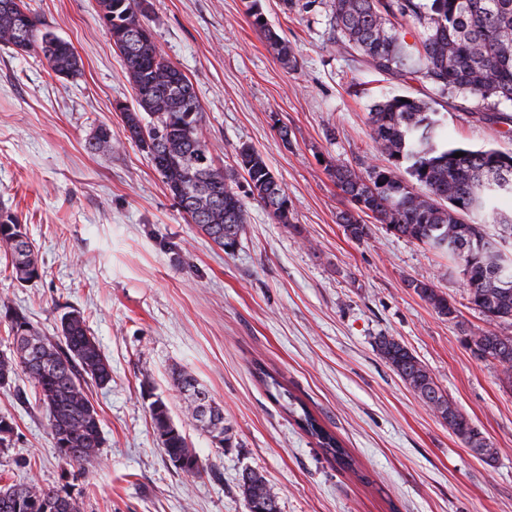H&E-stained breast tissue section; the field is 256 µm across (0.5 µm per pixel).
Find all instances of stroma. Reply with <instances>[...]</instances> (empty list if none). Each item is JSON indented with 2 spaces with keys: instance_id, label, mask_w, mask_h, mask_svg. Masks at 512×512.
<instances>
[{
  "instance_id": "1",
  "label": "stroma",
  "mask_w": 512,
  "mask_h": 512,
  "mask_svg": "<svg viewBox=\"0 0 512 512\" xmlns=\"http://www.w3.org/2000/svg\"><path fill=\"white\" fill-rule=\"evenodd\" d=\"M46 28L80 57L57 79L38 58L0 47V206L16 214L43 263L18 284L0 256V296L46 334L78 309L112 366L89 386L104 445L95 467H64L47 414L25 375L0 388L15 433L0 452V482L66 486L81 512H249L243 473L264 476L279 512H512V389L463 339L488 330L446 256L369 221L360 240L338 214L349 206L333 166L386 165L369 137L383 96L428 95L426 84L374 74L340 56L326 8L284 10L261 0L297 63H280L247 15L249 0H145L161 54L194 86L202 136L224 167L253 145L292 202L289 223L249 203V222L225 253L172 200L149 156L127 139L116 102L134 91L99 19L97 0H30ZM448 138L512 152L505 124L475 98L436 107ZM109 125L121 147L91 152ZM287 135H280V128ZM448 294L457 319L438 315L408 280ZM405 344L498 450L475 457L388 367L379 337ZM191 371L224 408L234 445L196 430L172 386ZM266 369L342 442L343 465L267 392ZM168 404L200 456L189 476L165 455L143 380Z\"/></svg>"
}]
</instances>
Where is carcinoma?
<instances>
[{"label": "carcinoma", "instance_id": "carcinoma-1", "mask_svg": "<svg viewBox=\"0 0 512 512\" xmlns=\"http://www.w3.org/2000/svg\"><path fill=\"white\" fill-rule=\"evenodd\" d=\"M99 18L119 53L135 92V104L121 113L134 141L150 157L175 203L215 244L232 252L248 224L246 202L232 187L237 171L247 175L248 196L280 224L290 223L291 201L264 157L243 143L236 149V167L217 162L202 138L204 112L193 84L159 51L150 28L141 19L137 0H98ZM332 44L342 55H357L377 74L401 80H422L439 98L469 94L481 102L490 121L512 123V0H323ZM251 23L286 67L295 65L293 49L264 20L258 0L248 8ZM417 26L413 43L404 26ZM0 45L18 54L43 55L49 70L68 80L81 74L82 62L69 43L49 31L27 0H0ZM370 139L390 162L387 167L356 170L336 165L331 177L352 208L339 213L345 233L360 240L372 217L391 233L414 240L448 256L461 277L467 300L493 325L512 324V218L498 207L512 198V155L497 149L474 150L448 141L443 120L431 102L393 94L375 102L369 112ZM95 152L112 150V132L101 125L87 140ZM457 152L464 156L456 158ZM421 186L419 192L415 186ZM498 224L502 233L487 231ZM0 254L10 261L19 283L42 275L38 255L18 217L0 209ZM507 260L509 285L491 284L500 257ZM408 287L442 317L457 315L448 297L429 283L411 280ZM0 311L9 320L13 350L0 354V388L18 372L27 375L36 399L46 409L47 426L58 458L86 469L100 457L104 444L101 419L87 394L88 383L112 382V366L92 335L83 314L73 309L60 319L55 336L35 327L8 298ZM466 346L499 371L501 383L512 387V335L487 330L465 337ZM380 357L471 451L490 462L498 451L435 383L426 366L392 336L377 341ZM275 398L289 399V412L317 445L337 461L348 454L335 434L326 430L303 402L261 371ZM183 396L185 413L196 427L222 448L232 446V427L224 410L208 399L209 418L196 415L197 379L184 369L172 374ZM154 432L170 461L190 476L204 470L186 434L173 420L167 403H151ZM14 419L0 415V448L11 445ZM242 494L250 509L278 512L276 493L265 478L251 471L242 478ZM0 512H80L65 487L36 482L0 486Z\"/></svg>", "mask_w": 512, "mask_h": 512}]
</instances>
